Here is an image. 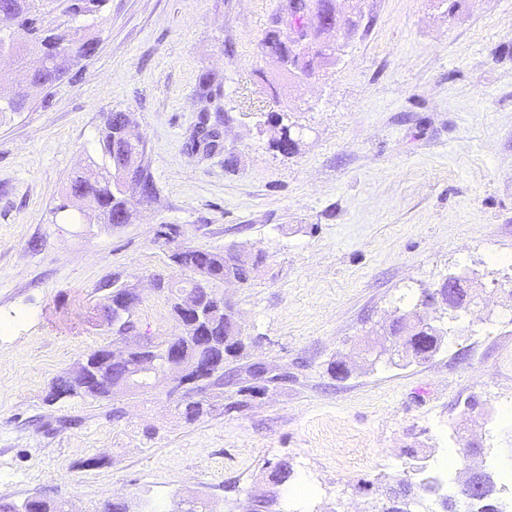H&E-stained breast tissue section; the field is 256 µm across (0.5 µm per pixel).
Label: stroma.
<instances>
[{"label": "stroma", "instance_id": "35a3bbf8", "mask_svg": "<svg viewBox=\"0 0 512 512\" xmlns=\"http://www.w3.org/2000/svg\"><path fill=\"white\" fill-rule=\"evenodd\" d=\"M284 0H106L86 23L94 56L0 118V499L38 496L98 512H366V482H420L449 448L478 444L470 465L512 469V0H336L359 27L338 62L291 83L262 50ZM214 82L207 100L197 87ZM223 133L192 149L201 109ZM128 114L155 199L119 226L68 224L53 209L69 178L100 159L108 112ZM284 112L298 153L259 130ZM180 245L260 255L244 284L220 285L246 336L239 366L279 374L265 396L211 388L207 416L159 385L107 400L47 404L51 383L118 344L88 321L113 285L138 289L139 336L174 335L165 293L189 272ZM475 272L487 294L429 360L377 364L374 331L403 295ZM346 364L347 376L330 371ZM474 411H467L469 401ZM97 466H90V459ZM308 493L289 504L266 472L280 460Z\"/></svg>", "mask_w": 512, "mask_h": 512}]
</instances>
